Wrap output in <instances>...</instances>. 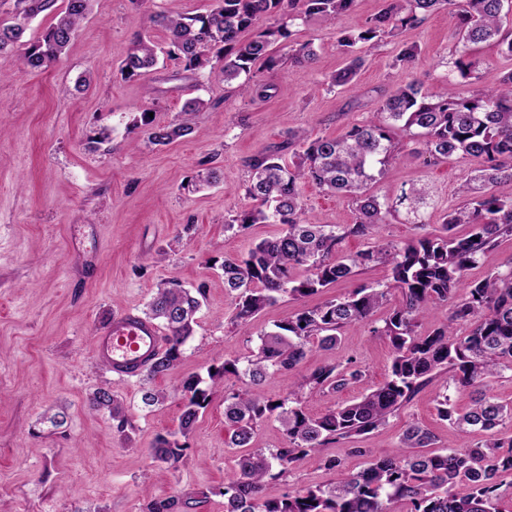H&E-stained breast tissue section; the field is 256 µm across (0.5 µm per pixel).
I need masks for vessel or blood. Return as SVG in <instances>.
Segmentation results:
<instances>
[{
	"label": "vessel or blood",
	"instance_id": "vessel-or-blood-1",
	"mask_svg": "<svg viewBox=\"0 0 512 512\" xmlns=\"http://www.w3.org/2000/svg\"><path fill=\"white\" fill-rule=\"evenodd\" d=\"M162 346L157 325L131 310L113 314L97 329L92 343L94 358L113 375L138 378Z\"/></svg>",
	"mask_w": 512,
	"mask_h": 512
}]
</instances>
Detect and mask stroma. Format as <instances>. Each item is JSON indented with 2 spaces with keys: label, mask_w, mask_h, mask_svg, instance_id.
<instances>
[{
  "label": "stroma",
  "mask_w": 512,
  "mask_h": 512,
  "mask_svg": "<svg viewBox=\"0 0 512 512\" xmlns=\"http://www.w3.org/2000/svg\"><path fill=\"white\" fill-rule=\"evenodd\" d=\"M384 5V0H358L355 11L335 23L311 18L297 24L295 40L312 44L317 57L309 65L265 73L276 86L266 100L239 94L235 84L205 68L196 79L163 82V75L178 68L177 61L164 56L148 73L122 75L134 34L166 42L148 12L130 0H97L65 53L46 69H25L16 54H0V512H138L154 499L202 492L208 499L199 512H224L218 490L234 472L237 455L226 445L224 394L245 382L228 378L213 394L189 436L185 459L177 470L161 473L150 450L157 435L178 425L182 380L205 373L207 365L248 357L259 334L285 313L350 289L340 283L311 297L286 296L248 322L235 321L236 296L225 288L221 270L225 257L246 256L253 244L281 230L277 224L244 230L225 225L252 206L245 191L247 159L290 131L341 135L372 117L382 95L412 77L440 94L452 82L464 91L492 86L512 70V59L484 43L474 48L483 61L479 70L465 79L449 72L448 62L464 48L455 38V17L442 11L365 54L358 96L331 87L330 75L345 63L337 31L357 28ZM407 45L420 50L411 71L394 64ZM84 77L90 80L85 90L78 86ZM196 97L205 106L194 116V133L182 140L156 146L133 125L145 108L155 109L157 122H170L186 100ZM101 129L109 140L92 148L89 140ZM481 165L472 157L426 165L408 137H400L373 191L390 201L403 183L423 184L434 208L423 226L405 223L397 214L386 216L379 237L400 243L438 232L443 213L460 203L461 177ZM210 167L219 170L220 181L194 190L197 174ZM302 195L315 222L353 223L355 213L346 199L310 184ZM163 247L169 253L162 258ZM77 249L94 258L92 278H85L76 263ZM168 280L203 288L204 296L194 339L175 368L152 383L168 392V399L146 409L142 379L113 378L95 360L92 337L115 312H145L156 288ZM350 360L362 370L360 380L339 392L308 394L310 413H325L382 383L390 343L373 334L371 324H352L335 348L311 346L296 374ZM107 383L129 409V439L114 433L106 412L89 405L95 389ZM437 395L436 387H426L377 430L300 456L286 478L266 483L265 497L334 481V473L322 465L325 455L341 460L347 471H360L369 460L391 454L412 421L429 429L439 448L478 441V434L460 432L439 416ZM60 409L65 422L48 433L42 416Z\"/></svg>",
  "instance_id": "1"
}]
</instances>
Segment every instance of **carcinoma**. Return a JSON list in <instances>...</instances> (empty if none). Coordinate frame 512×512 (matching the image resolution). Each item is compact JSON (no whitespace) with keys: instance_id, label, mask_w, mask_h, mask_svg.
I'll return each mask as SVG.
<instances>
[{"instance_id":"obj_1","label":"carcinoma","mask_w":512,"mask_h":512,"mask_svg":"<svg viewBox=\"0 0 512 512\" xmlns=\"http://www.w3.org/2000/svg\"><path fill=\"white\" fill-rule=\"evenodd\" d=\"M57 2L14 0L12 15L0 18V53L21 51V65L31 70L58 61L95 0H65L63 9ZM356 4L357 0H214L210 11L200 15L153 12L150 20L165 31L166 46L135 36L121 73L129 78L141 75L156 66L161 52L183 63L186 71L208 66L226 83L242 77L238 88L243 94L267 99L275 85L260 76L262 71L316 59L311 44L292 42L295 21L320 17L332 23L354 11ZM448 10L455 12V35L464 45L492 42L512 58V32L502 23L505 11L512 12V0H389L358 28L336 34L346 63L331 76V85L356 92L364 64L358 45L371 49L399 30L418 27L432 14ZM41 14L52 16L53 22L37 39H24L29 22ZM262 19L268 24L252 38L242 39ZM277 44L288 48V56L274 54L272 46ZM480 64L475 56L460 57L451 70L465 78ZM202 106L197 98L187 100L178 119L169 123L155 122L144 109L140 125L150 143L168 145L193 132L192 114ZM399 133L418 139L416 153L427 165L464 155L483 160L484 166L462 179L458 192L464 204L443 214L439 233L400 244L378 240L355 254L336 255L347 236H376L386 212L403 214L407 224L428 223L433 202L427 188L405 184L387 206L372 191L397 149ZM289 153L295 158L290 164L285 160ZM247 166V193L254 205L227 224L241 229L280 224L282 230L256 243L245 257L224 258V287L238 299L236 321L255 317L285 295H316L372 266H388L391 280L359 284L335 300L288 314L260 333L257 351L245 360L226 359L210 365L205 378H185L181 389L186 402L177 429L157 435L150 449L153 462L161 469L178 468L188 450L186 439L213 391L235 376L249 379L250 387L224 395V421L232 430L227 447L247 452L239 456L220 491L224 512H394L398 503L405 504L407 512H503L502 500L512 496V435L501 433L499 426L512 420V407L488 391L496 379L512 372V263L481 280L466 281V272L489 257L499 237L512 236V70L497 85L467 95L451 84L448 93L432 94L422 81L411 79L383 96L376 115L349 126L341 136L313 138L292 131L249 159ZM305 184L348 198L355 204L356 221L343 226L313 223L302 201ZM460 225L469 226V232L457 234ZM299 267L305 275L296 278L292 271ZM461 289L465 293L453 304L447 321L419 333L431 310ZM393 290L401 294L399 305L382 326L372 328L391 346L385 382L322 415L308 412L305 389L340 391L362 377L350 360L344 366L326 364L294 380L310 341L317 340L321 348L336 346L346 326L371 320ZM202 296L203 289L192 292L175 282L157 288L146 317L162 324L165 346L146 369L144 383L165 375L180 360L194 336ZM462 324L469 325L465 334L459 332ZM274 374L288 376L290 390L283 398H269L260 389ZM431 383L442 390L439 416L462 431L483 433L481 441L467 448L432 451V433L412 422L393 454L371 460L356 473H342L332 483L278 499L263 496L267 480L286 476L299 456L377 429ZM451 386L475 394L468 410L454 408L448 396ZM90 406L108 412L113 429L127 436L128 411L112 386L96 389ZM271 418L281 424L286 442L278 448L248 450L257 424ZM203 503V497L172 496L150 502L140 512H190Z\"/></svg>"}]
</instances>
